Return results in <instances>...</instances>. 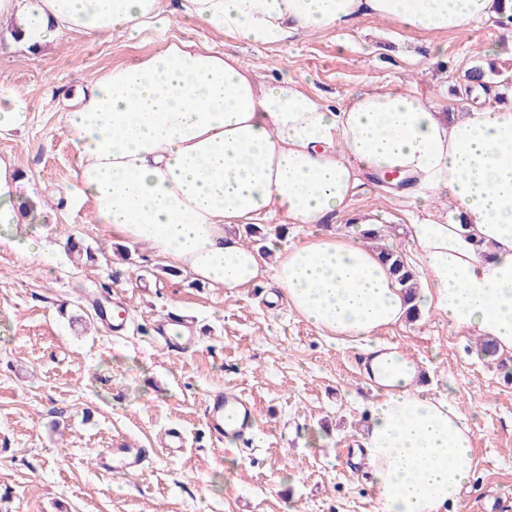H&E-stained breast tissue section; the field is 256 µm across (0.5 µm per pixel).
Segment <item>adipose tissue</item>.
Returning a JSON list of instances; mask_svg holds the SVG:
<instances>
[{
  "label": "adipose tissue",
  "mask_w": 512,
  "mask_h": 512,
  "mask_svg": "<svg viewBox=\"0 0 512 512\" xmlns=\"http://www.w3.org/2000/svg\"><path fill=\"white\" fill-rule=\"evenodd\" d=\"M498 0H0L32 49L71 34L136 41L174 13L218 37L266 47L363 18L445 35L496 17ZM67 127L94 223L144 244L233 293L271 276L316 329L361 343L385 390L361 438L376 512H448L479 465L453 403L421 395L414 366L374 338L401 323L407 297L363 236L325 226L349 211L364 176L399 171L424 216L409 226L424 294L452 329L512 352V102L448 119L413 92L370 88L339 109L295 79L259 80L233 55L169 38L88 83ZM447 191L452 214L432 202ZM311 224L310 240L274 247L267 267L231 235L238 224Z\"/></svg>",
  "instance_id": "adipose-tissue-1"
}]
</instances>
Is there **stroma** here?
Returning a JSON list of instances; mask_svg holds the SVG:
<instances>
[{
  "label": "stroma",
  "mask_w": 512,
  "mask_h": 512,
  "mask_svg": "<svg viewBox=\"0 0 512 512\" xmlns=\"http://www.w3.org/2000/svg\"><path fill=\"white\" fill-rule=\"evenodd\" d=\"M0 21V92L27 104L23 128L0 133V157L21 172L15 206L29 212L16 232L37 250L0 243V512H375V492L356 444L378 396L359 367L362 350L324 335L286 299L268 302L270 280L234 295L191 274H172L147 245L112 237L87 206L65 205L80 157L66 114L85 83L154 50L147 38L96 40L75 34L39 51ZM263 80H298L331 107L360 90L415 92L443 114L512 94V22L481 23L439 38L364 18L269 49L225 39ZM488 67V94L467 72ZM418 212L365 177L352 211L331 229L369 218L404 262L420 269L406 226ZM97 248L95 260L70 245ZM111 289L131 310L113 333L89 295ZM195 321L194 349L176 355L153 342L161 316ZM429 372V395L448 396L475 433L480 465L460 512H512V355L487 360L478 339L454 331L437 309L379 333ZM229 388L257 408L254 451L210 441L209 390ZM187 445L168 458L167 429ZM153 449L143 473L107 472L114 441Z\"/></svg>",
  "instance_id": "obj_1"
}]
</instances>
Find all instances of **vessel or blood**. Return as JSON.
Segmentation results:
<instances>
[{"label":"vessel or blood","instance_id":"b4317fda","mask_svg":"<svg viewBox=\"0 0 512 512\" xmlns=\"http://www.w3.org/2000/svg\"><path fill=\"white\" fill-rule=\"evenodd\" d=\"M192 328L191 317L169 313L157 325L154 340L167 351L184 353L195 342ZM205 422L214 440L227 446L241 447L253 433L256 407L243 395L213 390L205 398ZM108 454L112 459L113 472L132 473L145 468L150 452L145 448H132L117 442Z\"/></svg>","mask_w":512,"mask_h":512}]
</instances>
